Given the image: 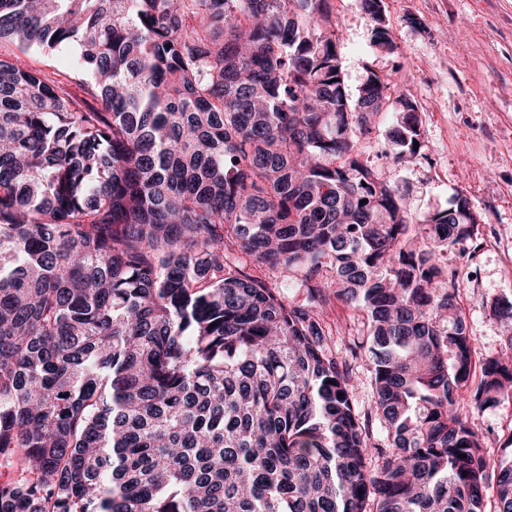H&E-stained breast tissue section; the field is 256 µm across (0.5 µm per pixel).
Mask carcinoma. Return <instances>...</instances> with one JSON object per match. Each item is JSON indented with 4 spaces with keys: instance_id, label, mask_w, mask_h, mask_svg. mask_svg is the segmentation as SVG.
Segmentation results:
<instances>
[{
    "instance_id": "carcinoma-1",
    "label": "carcinoma",
    "mask_w": 512,
    "mask_h": 512,
    "mask_svg": "<svg viewBox=\"0 0 512 512\" xmlns=\"http://www.w3.org/2000/svg\"><path fill=\"white\" fill-rule=\"evenodd\" d=\"M2 41L0 512H512V462L457 411L512 397V336L476 367L439 264L477 214L414 218L362 164L384 113L397 161L424 139L376 73L349 96L331 0H0ZM32 65L36 67L37 69H41L46 73H50V75H54V77H57L58 79L62 80L64 84H62L63 87L68 89L71 92H77V87L75 84L68 81L64 75L60 74L57 70L65 71L69 65V60L67 56L65 55H55L50 57H43V56H36L33 59ZM326 321L331 325L332 332L329 345L340 357H350L347 348L353 339L362 335V325L353 318L350 308L340 302L331 304ZM354 377L357 386L353 391V400L357 409L363 414L370 411L374 404V389L371 382V375L368 365L363 359H357L352 363Z\"/></svg>"
}]
</instances>
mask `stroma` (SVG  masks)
<instances>
[{"label": "stroma", "mask_w": 512, "mask_h": 512, "mask_svg": "<svg viewBox=\"0 0 512 512\" xmlns=\"http://www.w3.org/2000/svg\"><path fill=\"white\" fill-rule=\"evenodd\" d=\"M396 48L373 45L372 24L357 0H335L345 85L357 93L369 73L388 78L392 94L418 109L425 146L409 163L395 161L387 121L361 139L360 159L389 183L403 187L416 216L467 196L478 215L477 241H461L440 255L442 265L465 271L457 300L478 357L501 353L512 319L497 302L512 300V0H383ZM329 344L340 357L362 334L348 306L332 303ZM459 410L484 436L490 466L512 459V399Z\"/></svg>", "instance_id": "obj_1"}]
</instances>
